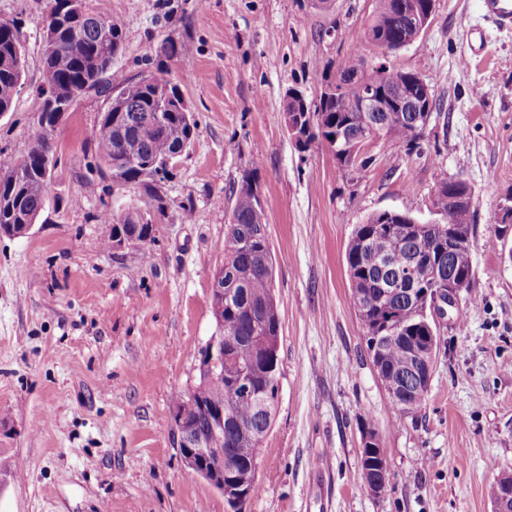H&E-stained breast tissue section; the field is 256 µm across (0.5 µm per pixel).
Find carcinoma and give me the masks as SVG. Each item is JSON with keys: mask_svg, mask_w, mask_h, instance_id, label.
I'll return each instance as SVG.
<instances>
[{"mask_svg": "<svg viewBox=\"0 0 512 512\" xmlns=\"http://www.w3.org/2000/svg\"><path fill=\"white\" fill-rule=\"evenodd\" d=\"M81 7L64 12L49 8L43 18V66L49 97L42 101L16 168L0 172V234L19 232L20 224L39 222L47 205L43 166L55 153L45 125H55L61 103H75L82 95L96 91L109 94L113 107L93 133L94 168L119 189L134 187L143 197L144 214L132 211L102 214L109 225L104 244L138 232V238L155 239V218L164 213L166 201L158 182L169 174L165 160L177 144H192L196 134L193 114L184 98L164 76L151 73L137 80L126 78L112 68L123 50L121 25L103 0H79ZM400 0H377V7L365 31L362 51L386 56L395 46L405 47L421 35ZM25 73L24 39L16 22L0 23V115L11 111ZM405 71L389 63L363 71L360 76L338 85L334 76L315 70L322 85L314 107V131L328 140L340 134L359 138L369 124L381 127L379 140L420 147L419 129L429 117L423 112H405L391 118L385 112H361L366 89L374 86L392 98L401 95ZM304 100L290 91L283 102L284 117L303 115ZM447 184L433 193L437 218L422 222L409 213L371 214L356 226L346 252L350 279L349 302L364 329V340L372 364L393 406L403 414H414L425 404L431 380L421 374L434 372L435 359L429 347L438 346V334L422 318L427 293L433 286H445L448 279L472 277V249L448 250V228L464 237L473 235L471 211L448 206ZM235 195L232 219L224 231V264L216 273L224 283V335L237 337L236 361L254 364L260 371L274 365L272 354L280 336V315L274 297V263L259 213L257 183L246 174ZM398 318L400 327L387 326V316ZM380 334L385 343L372 346ZM227 380L207 379L200 374L192 388L196 406L195 424L210 427L212 409L224 403ZM237 422L224 425V446L245 453L260 448L275 418V395L257 402L242 399L234 407ZM364 432L375 438V450L361 452V480L365 488L382 479L376 465L380 447L373 425ZM256 489L255 477L238 491L224 493L234 512H245Z\"/></svg>", "mask_w": 512, "mask_h": 512, "instance_id": "carcinoma-1", "label": "carcinoma"}]
</instances>
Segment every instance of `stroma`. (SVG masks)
<instances>
[{
  "instance_id": "stroma-1",
  "label": "stroma",
  "mask_w": 512,
  "mask_h": 512,
  "mask_svg": "<svg viewBox=\"0 0 512 512\" xmlns=\"http://www.w3.org/2000/svg\"><path fill=\"white\" fill-rule=\"evenodd\" d=\"M47 0H0L25 34V74L0 118V171L13 167L45 85ZM124 34L126 77L168 69L197 122L161 183L155 239L106 247L104 211L139 203L92 171V134L110 99L80 97L53 133L58 165L42 223L0 237V512H231L185 467L171 439L173 397L191 388L215 330L212 273L224 262L233 188L253 171L274 253L281 392L245 512H492L512 469V264L495 213L512 195V29L480 0H435L421 37L391 58L442 107L420 150L376 144L349 174L320 144L300 151L284 125L288 90L317 102L314 67L362 46L375 0H107ZM485 52L469 57L467 34ZM182 53L167 58L163 42ZM471 192L472 280L439 319L436 368L416 414L391 403L351 307L345 254L380 211L432 216L433 190ZM379 435L387 483L360 479L364 424Z\"/></svg>"
}]
</instances>
